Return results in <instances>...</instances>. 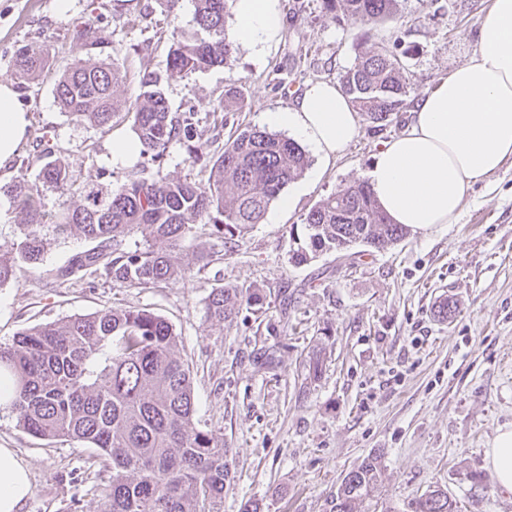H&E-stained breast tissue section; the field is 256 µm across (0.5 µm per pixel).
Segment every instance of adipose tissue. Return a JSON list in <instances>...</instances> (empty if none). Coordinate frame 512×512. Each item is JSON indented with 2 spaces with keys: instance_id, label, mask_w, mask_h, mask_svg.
<instances>
[{
  "instance_id": "adipose-tissue-1",
  "label": "adipose tissue",
  "mask_w": 512,
  "mask_h": 512,
  "mask_svg": "<svg viewBox=\"0 0 512 512\" xmlns=\"http://www.w3.org/2000/svg\"><path fill=\"white\" fill-rule=\"evenodd\" d=\"M233 43L263 58L279 37V0H235ZM273 125L310 146L320 166L360 133V117L336 82L306 84ZM29 120L11 83L0 82V164L26 139ZM512 159V0H491L469 61L415 104L410 121L384 143L368 171L370 187L393 223L412 230L454 223L479 180ZM31 493L29 468L0 448V512H19Z\"/></svg>"
}]
</instances>
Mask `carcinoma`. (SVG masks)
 Returning a JSON list of instances; mask_svg holds the SVG:
<instances>
[{"label":"carcinoma","instance_id":"obj_1","mask_svg":"<svg viewBox=\"0 0 512 512\" xmlns=\"http://www.w3.org/2000/svg\"><path fill=\"white\" fill-rule=\"evenodd\" d=\"M234 0H195L191 33L173 34L166 74L182 78L230 64L237 46L226 38L225 21ZM329 12L342 10L351 20L375 26L394 20L398 0H324ZM45 53L22 47L14 54V74L30 79L45 66ZM120 69L111 63L78 59L55 86L63 109L80 122L105 128L125 109L140 141V167L104 190L76 183L54 151L43 150L38 179L71 194L69 204L45 232L46 213L27 173L0 187L21 214L19 236L0 248V286L15 279L22 264L35 267L51 238L78 234L92 247L70 255L50 275L81 282L102 272L122 288H160L189 278L174 251L199 227L232 241L264 220L283 190L309 165L294 139L256 127L229 137L224 151L210 156L200 141L196 106L173 115L161 76L143 72L140 93L119 100ZM343 92L373 127L388 125L386 114L400 112L408 93L406 67L389 51L364 48L340 75ZM244 107L239 90H229L213 106V129ZM178 142L191 165H211L205 184L163 175L170 144ZM304 245L293 252L300 265L324 252L341 254L359 244L376 252L402 241L409 229L390 222L369 184L354 181L313 206L303 218ZM141 234L144 246L127 240ZM162 239L169 250L154 249ZM261 298L245 288L216 287L207 298L209 317L225 321L242 304ZM172 325L147 308L112 307L90 315L40 323L17 332L0 348V374L15 380L16 393L6 404L16 426L47 441L69 439L101 452L108 482L94 489L101 512H219L224 485L231 480L224 437L194 422L193 371L180 355ZM382 474V455L372 454L346 472L331 495L329 512H370ZM410 512H457L448 492L435 487L408 503Z\"/></svg>","mask_w":512,"mask_h":512}]
</instances>
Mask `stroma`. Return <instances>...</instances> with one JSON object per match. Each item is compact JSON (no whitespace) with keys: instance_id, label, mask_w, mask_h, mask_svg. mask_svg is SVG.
<instances>
[{"instance_id":"35a3bbf8","label":"stroma","mask_w":512,"mask_h":512,"mask_svg":"<svg viewBox=\"0 0 512 512\" xmlns=\"http://www.w3.org/2000/svg\"><path fill=\"white\" fill-rule=\"evenodd\" d=\"M490 0H400L392 22L367 28L326 10L323 0H280L284 28L262 62L239 49L231 65L166 78L173 31L195 29L193 0L175 18L156 0H0V81L12 82L28 113L26 141L0 165V186L20 167L36 176L52 147L78 182L107 185L126 175L113 165V138L130 132L116 116L107 128L71 120L54 96L59 76L76 58L113 61L128 73L118 99L139 92V74L163 75L174 112L185 103L211 111L239 87L245 106L234 124L266 127V113L292 106L309 81H335L361 43L381 46L410 73L407 108L397 123L358 138L319 176L289 184L290 209L271 204L262 224L232 246L186 238L188 261L206 247L214 258L196 265L189 283L129 289L91 276L60 283L46 271L87 249L80 236L55 242L41 266H22L0 287V344L37 323L87 315L112 306L148 308L167 319L193 368L195 421L222 435L234 479L220 512H329L339 479L375 452L383 454L377 512H409L411 499L438 485L458 512H512V491L494 479L490 444L512 426V160L477 182L457 221L410 231L391 249L356 245L297 266L291 261L304 215L352 181L365 179L383 144L409 121L408 108L439 79L465 65ZM153 12L139 25L129 16ZM90 33L74 48V29ZM43 48L47 64L30 82L16 80L12 53ZM249 286L260 312L240 309L229 321L207 314L218 286ZM453 297L457 312L439 320L434 308ZM322 362L312 374V357ZM0 447L15 449L30 470L32 491L21 512H100L93 486L107 478L93 449L46 441L16 427L0 411Z\"/></svg>"}]
</instances>
